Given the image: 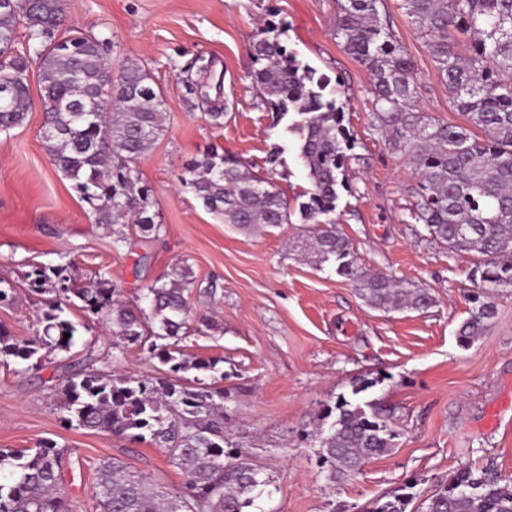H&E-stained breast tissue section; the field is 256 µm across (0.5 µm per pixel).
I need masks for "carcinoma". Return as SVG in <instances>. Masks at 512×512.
<instances>
[{
    "instance_id": "carcinoma-1",
    "label": "carcinoma",
    "mask_w": 512,
    "mask_h": 512,
    "mask_svg": "<svg viewBox=\"0 0 512 512\" xmlns=\"http://www.w3.org/2000/svg\"><path fill=\"white\" fill-rule=\"evenodd\" d=\"M0 9V81L12 80V101L0 109V131L23 124L32 101L25 78L28 57L14 52L19 28L28 50L41 51V102L46 112L43 144L52 164L72 181L89 205L95 223L112 228V244L126 237L128 221L146 236L162 224L151 212V189L142 184L137 162L164 132V103L148 75L136 64L120 76L117 103L101 104L87 115L69 106L85 103L108 67L103 43L71 29L63 0H14ZM379 0H337L334 21L343 50L371 76L372 126L388 145L421 171L412 219L426 236L450 253L475 252L477 288L486 300L458 328L472 342L496 314L489 298L512 288V0H401L402 8L428 45L448 96L465 124L435 120L416 111L418 79L407 50L379 18ZM258 64L251 74L266 102L282 118L293 115L288 133L297 138L298 159L310 183L298 204L317 264L359 284L367 303L383 310H423L434 303L425 289L385 274H370L358 263L350 241L336 231V203L347 189L345 167L354 141L345 125L344 106L324 91L329 80L301 63L281 45L276 28L264 29L252 43ZM188 185L210 214L242 230L291 222L288 201L270 179L255 175L235 157L211 150L186 169ZM67 267L53 276L36 269L31 286L61 297L38 317L39 328L19 342L0 331V359L21 370L68 354L76 324L68 310L78 307L105 323L125 346L148 347L173 373L214 371L218 361L195 357L179 346L190 318L187 295L202 287L191 266L174 264L146 288V306L120 299L106 279L79 285ZM70 334L64 338V334ZM174 339L157 344L151 337ZM64 422L93 431L124 435L162 446L185 474L182 492L164 495L149 478L112 458L97 467L95 498L101 512H249L255 507L260 472L243 451L224 449V388L178 376L138 377L100 373L87 365L67 366L58 383ZM336 402L333 426L321 439V464L336 483L358 473L365 462L394 446L399 432L391 412L378 400ZM65 477V449L45 441L34 449H0V512H66L58 495ZM400 495L375 502L370 512H405ZM417 512H512V480L494 465L455 474L419 504Z\"/></svg>"
}]
</instances>
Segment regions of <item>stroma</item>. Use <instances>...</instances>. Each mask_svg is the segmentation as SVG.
<instances>
[{
  "mask_svg": "<svg viewBox=\"0 0 512 512\" xmlns=\"http://www.w3.org/2000/svg\"><path fill=\"white\" fill-rule=\"evenodd\" d=\"M64 10L68 25L105 41L113 72L138 63L163 96L166 131L138 164L162 228L159 237L144 239L124 225L128 243L116 248L111 232L94 223L43 148L39 63L30 61L32 106L22 126L0 132V278L15 287L13 301L0 305V328L18 340L35 334L50 296L31 290L34 268L64 265L81 283L104 278L132 302L184 261L198 280L218 288L209 297L189 295L194 317L182 343L216 360L206 381L224 375L228 442L268 479L258 501L263 512H364L395 494L418 501L451 475L488 463L512 478V288L494 296L493 323L462 345L457 329L472 306L478 257L448 253L414 223L420 176L371 128V78L336 36V0H64ZM378 11L414 63L420 111L463 123L400 0H380ZM269 25L300 62L330 78L328 94L349 95L344 108L355 147L348 189L336 207L337 231L367 270L426 289L435 300L429 309L370 306L355 281L319 269L298 249L299 215L260 232L238 231L204 210L184 185L187 163L215 149L272 179L288 201L309 188L295 140L285 122L260 107L250 77L249 47ZM223 104L228 115L214 123L209 112ZM273 152L275 166L266 161ZM70 318L78 328L71 362L89 354L92 368L108 374L159 369L148 354L114 344L96 317L74 309ZM58 364L54 358L22 372L0 363V448L51 440L67 449L62 493L69 512H99L93 488L105 459L123 461L159 490L181 491L184 474L168 449L61 424ZM357 387L385 403L399 437L361 473L334 484L319 464L320 434L332 423L329 409Z\"/></svg>",
  "mask_w": 512,
  "mask_h": 512,
  "instance_id": "35a3bbf8",
  "label": "stroma"
}]
</instances>
